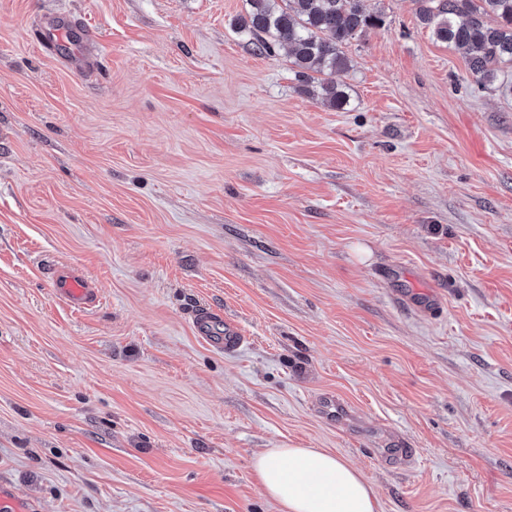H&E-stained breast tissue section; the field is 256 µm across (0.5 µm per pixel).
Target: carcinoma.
Instances as JSON below:
<instances>
[{
    "label": "carcinoma",
    "instance_id": "obj_1",
    "mask_svg": "<svg viewBox=\"0 0 512 512\" xmlns=\"http://www.w3.org/2000/svg\"><path fill=\"white\" fill-rule=\"evenodd\" d=\"M413 2L434 39L463 52L478 86L486 88L512 69V0ZM382 22L367 0H246L237 25L261 54L287 49L298 79L317 84L322 98L339 108L348 104L336 84V75L350 69L344 48Z\"/></svg>",
    "mask_w": 512,
    "mask_h": 512
}]
</instances>
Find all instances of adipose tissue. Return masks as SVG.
Here are the masks:
<instances>
[{
  "label": "adipose tissue",
  "mask_w": 512,
  "mask_h": 512,
  "mask_svg": "<svg viewBox=\"0 0 512 512\" xmlns=\"http://www.w3.org/2000/svg\"><path fill=\"white\" fill-rule=\"evenodd\" d=\"M252 470L280 512H380L361 471L328 450L269 448L253 457Z\"/></svg>",
  "instance_id": "obj_1"
}]
</instances>
